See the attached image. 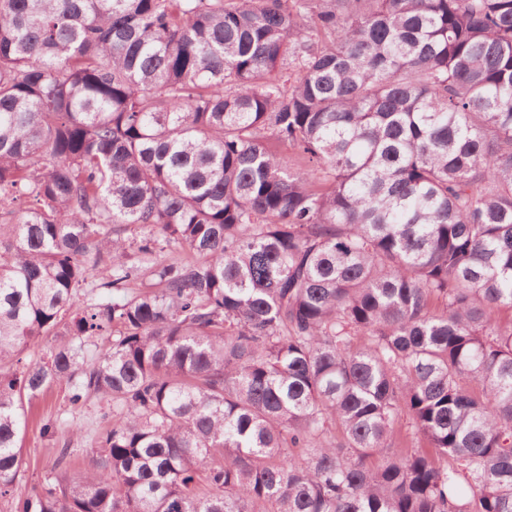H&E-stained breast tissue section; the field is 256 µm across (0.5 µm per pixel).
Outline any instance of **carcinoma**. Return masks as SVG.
Segmentation results:
<instances>
[{"label": "carcinoma", "mask_w": 512, "mask_h": 512, "mask_svg": "<svg viewBox=\"0 0 512 512\" xmlns=\"http://www.w3.org/2000/svg\"><path fill=\"white\" fill-rule=\"evenodd\" d=\"M503 308L512 0H0L10 512H512ZM63 384L95 468L17 498Z\"/></svg>", "instance_id": "carcinoma-1"}]
</instances>
